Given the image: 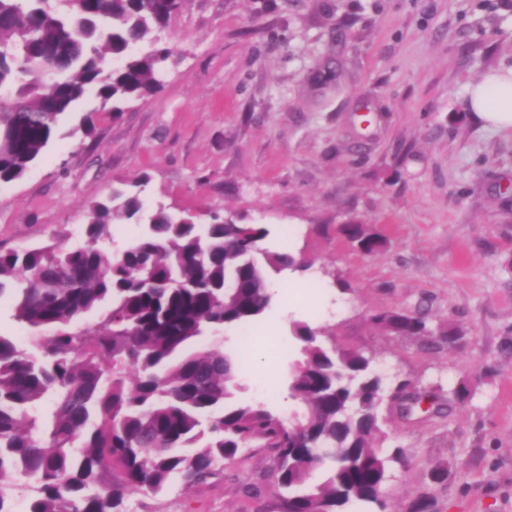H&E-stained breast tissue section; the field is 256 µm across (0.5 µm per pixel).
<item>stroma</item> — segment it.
Here are the masks:
<instances>
[{"instance_id":"35a3bbf8","label":"stroma","mask_w":512,"mask_h":512,"mask_svg":"<svg viewBox=\"0 0 512 512\" xmlns=\"http://www.w3.org/2000/svg\"><path fill=\"white\" fill-rule=\"evenodd\" d=\"M164 38L160 89L117 118L87 97L26 175L0 186V245L78 241L93 202L136 183L149 212L265 225L264 247L308 268L274 277L249 341L226 329L248 370L241 400L290 411L295 321L443 397L466 383L471 400L445 417L386 411L406 456L386 508L408 512L426 493L434 512H512V130L487 128L468 95L512 70V0H188ZM90 112L88 137L77 127ZM349 220L375 225L385 246L363 255L337 230ZM391 308L428 310L463 342L386 334L370 316ZM439 462L448 478L434 484ZM271 465L249 448L210 484L175 480L122 508L269 512Z\"/></svg>"}]
</instances>
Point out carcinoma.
Returning a JSON list of instances; mask_svg holds the SVG:
<instances>
[{
  "mask_svg": "<svg viewBox=\"0 0 512 512\" xmlns=\"http://www.w3.org/2000/svg\"><path fill=\"white\" fill-rule=\"evenodd\" d=\"M187 0H0V183L22 178L86 93L97 111L121 114L163 83L170 49L161 33ZM132 189L93 204L81 242L0 247V298L36 330L34 351L0 334V512L6 490L36 484L27 512H119L127 495L173 477L207 483L246 448L272 455L277 512H385L382 490L400 450L388 454L381 409L388 394L441 414L437 390L373 365L366 351L327 349L319 331L291 324L302 357L289 371L288 418L242 402L239 362L224 329L258 320L271 273L302 267L260 242L262 224H178L160 207L114 250L111 226L142 218ZM340 232L372 255L386 243L369 224ZM110 305L89 331L85 316ZM370 320L394 336L454 346L459 328L393 308ZM209 343L195 349L202 337ZM50 400L46 421L33 414ZM322 448L314 462L308 449Z\"/></svg>",
  "mask_w": 512,
  "mask_h": 512,
  "instance_id": "1",
  "label": "carcinoma"
}]
</instances>
